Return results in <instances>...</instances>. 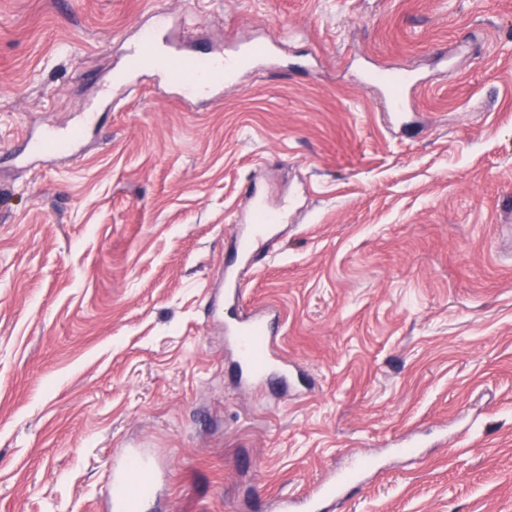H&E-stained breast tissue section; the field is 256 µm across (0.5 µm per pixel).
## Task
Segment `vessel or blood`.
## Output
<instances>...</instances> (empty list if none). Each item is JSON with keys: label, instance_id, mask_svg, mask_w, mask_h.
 <instances>
[{"label": "vessel or blood", "instance_id": "vessel-or-blood-1", "mask_svg": "<svg viewBox=\"0 0 512 512\" xmlns=\"http://www.w3.org/2000/svg\"><path fill=\"white\" fill-rule=\"evenodd\" d=\"M168 15L159 11L151 15L149 25L144 28L134 47L133 53L147 57L155 50V35L167 31ZM272 41H262L248 48L246 54H206L195 57L178 52L165 56L158 71L174 87L185 104L213 99L225 85L233 83L246 65L268 60L272 54ZM380 90L387 98L390 109L400 113L407 111L410 93L416 82L410 70L402 69L395 74L380 77ZM96 123L95 113H85L82 119L60 130H48L29 144V150L36 157H62L72 155L82 142L86 130ZM280 214L267 212L262 204H253L249 221L252 233L247 238L243 252L248 258L246 265L227 272L226 281L231 285L232 295H239L251 267L268 257L270 244L264 243V231L270 224L279 223ZM224 331L235 348L236 376L246 386H273L287 388L291 378V366L277 350L278 322L271 311L253 309L235 314L225 325ZM123 462L112 472V508L114 512H138L140 498L156 485L159 466L143 454L126 450ZM367 467L361 462H352L337 479L321 484L311 498L280 499L279 512H316L322 501L341 499L342 490L348 483L358 480Z\"/></svg>", "mask_w": 512, "mask_h": 512}]
</instances>
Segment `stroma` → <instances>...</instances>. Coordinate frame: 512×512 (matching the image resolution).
I'll use <instances>...</instances> for the list:
<instances>
[{
    "label": "stroma",
    "instance_id": "1",
    "mask_svg": "<svg viewBox=\"0 0 512 512\" xmlns=\"http://www.w3.org/2000/svg\"><path fill=\"white\" fill-rule=\"evenodd\" d=\"M157 10L187 53L295 36L215 101L149 68L101 100ZM396 67L403 131L359 81ZM90 108L80 157L22 160ZM255 196L284 396L210 312ZM124 448L156 512H276L360 456L335 512H512V0H0V512H108Z\"/></svg>",
    "mask_w": 512,
    "mask_h": 512
}]
</instances>
